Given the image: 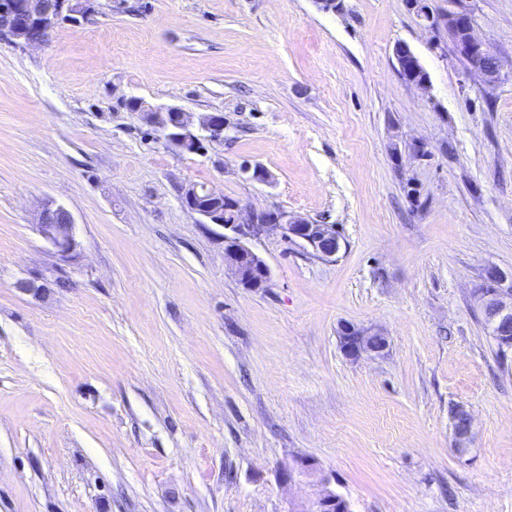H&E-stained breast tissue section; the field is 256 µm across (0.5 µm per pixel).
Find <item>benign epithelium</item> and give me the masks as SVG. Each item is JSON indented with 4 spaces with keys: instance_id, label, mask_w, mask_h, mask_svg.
Masks as SVG:
<instances>
[{
    "instance_id": "7a95c632",
    "label": "benign epithelium",
    "mask_w": 512,
    "mask_h": 512,
    "mask_svg": "<svg viewBox=\"0 0 512 512\" xmlns=\"http://www.w3.org/2000/svg\"><path fill=\"white\" fill-rule=\"evenodd\" d=\"M409 10L433 31L443 32L456 56L468 62V73L487 84L500 75L499 58L475 34L471 15L461 9L448 12L441 18L433 12L427 0H407ZM94 9L92 0H0V41L7 44L22 42L41 45L63 18H77ZM397 70L419 63L418 56L405 44L394 48ZM145 118L162 135L165 146L176 153H199L205 141L224 139V116L205 114L192 123L185 112L175 105L145 107ZM188 209L199 215L203 223L223 229L224 262L247 288H258L267 282L270 271L266 262L252 249L251 244L273 231L282 239L298 242L306 253L317 260L333 262L345 247V241L334 224L314 223L288 210H255L241 202L232 207L231 220L224 221V194L212 187L192 183L183 194ZM38 234L62 258H70L78 243L74 234L75 222L71 213L53 202L43 206L37 223ZM484 325L495 330L503 339V347L512 349V275L491 268L477 288ZM344 354L357 359L363 355H378L388 346V339L373 328L343 324L339 328ZM456 439V452L464 457L472 433V418L463 406H456L451 415ZM317 471L306 457L294 460L288 478L309 477ZM330 481L320 476L319 487L309 509L299 504L289 512H334L336 502L351 510L349 501L329 487Z\"/></svg>"
}]
</instances>
